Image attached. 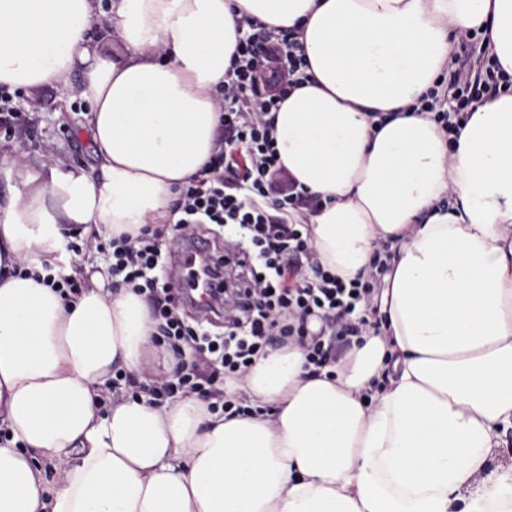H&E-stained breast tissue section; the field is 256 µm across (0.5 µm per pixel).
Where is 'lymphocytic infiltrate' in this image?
I'll return each mask as SVG.
<instances>
[{
  "label": "lymphocytic infiltrate",
  "instance_id": "1",
  "mask_svg": "<svg viewBox=\"0 0 512 512\" xmlns=\"http://www.w3.org/2000/svg\"><path fill=\"white\" fill-rule=\"evenodd\" d=\"M242 24L246 32L215 88L224 132L207 168L180 188L176 203L180 234L196 224L238 229L240 247L232 262L237 275L230 286L219 290L209 312L193 315L184 288L166 273L171 250L161 231L67 245L75 253L110 250L113 287L129 286L148 297L160 332L156 344L173 356L170 372L151 385L136 386L119 371L113 388L157 403L193 394L217 398L221 410L238 414L244 406L225 401L222 386L246 376L265 347L297 343L315 373L335 363L337 351L352 338L378 330L371 320L373 303L392 255L389 244L377 243L367 272L346 283L316 259L307 225L291 222L292 214L315 210L319 202L279 166L269 115L306 81L307 64L295 30H270L252 18ZM476 39L467 33L452 44L448 73L440 79L443 95L423 96L415 106L443 131L459 127L473 103L512 89V76L493 57L468 54ZM215 318L224 322L223 335L208 329ZM313 318L321 323L315 332L308 328Z\"/></svg>",
  "mask_w": 512,
  "mask_h": 512
}]
</instances>
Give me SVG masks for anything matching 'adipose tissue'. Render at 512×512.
<instances>
[{
    "instance_id": "obj_1",
    "label": "adipose tissue",
    "mask_w": 512,
    "mask_h": 512,
    "mask_svg": "<svg viewBox=\"0 0 512 512\" xmlns=\"http://www.w3.org/2000/svg\"><path fill=\"white\" fill-rule=\"evenodd\" d=\"M245 16L300 33L314 81L274 114L279 163L322 201L325 269L354 280L390 243L384 333L316 374L298 345L268 348L224 384L248 416L194 395L104 403L116 371L161 373L145 298L90 260L69 301L34 276L73 274L71 226L176 223ZM469 31L512 75V0H0V85L77 77L94 155L0 151V512H512V466H490L512 431V92L450 134L410 110Z\"/></svg>"
}]
</instances>
